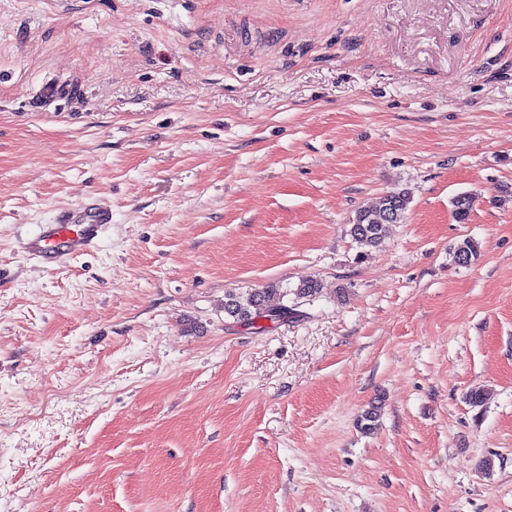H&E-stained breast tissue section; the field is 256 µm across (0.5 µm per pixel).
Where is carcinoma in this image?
I'll use <instances>...</instances> for the list:
<instances>
[{
    "mask_svg": "<svg viewBox=\"0 0 512 512\" xmlns=\"http://www.w3.org/2000/svg\"><path fill=\"white\" fill-rule=\"evenodd\" d=\"M410 196L407 192L395 191L386 194L374 206L362 207L356 211L349 228L351 238L362 247L377 248L386 239L391 224L405 221L409 209ZM475 204V197L461 193L453 198V216L464 224L468 221ZM288 289L273 284L263 288H255L244 294H228L225 296L224 313L240 322L253 323L261 314L274 309H288L285 299ZM382 402L372 403L363 411L358 419L357 427L363 434L374 433L379 426Z\"/></svg>",
    "mask_w": 512,
    "mask_h": 512,
    "instance_id": "obj_1",
    "label": "carcinoma"
}]
</instances>
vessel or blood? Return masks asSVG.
Wrapping results in <instances>:
<instances>
[{"instance_id": "1", "label": "vessel or blood", "mask_w": 512, "mask_h": 512, "mask_svg": "<svg viewBox=\"0 0 512 512\" xmlns=\"http://www.w3.org/2000/svg\"><path fill=\"white\" fill-rule=\"evenodd\" d=\"M111 221V212L90 196L62 209L55 223L44 226L28 241L27 248L44 262L65 263L89 248L102 226Z\"/></svg>"}]
</instances>
